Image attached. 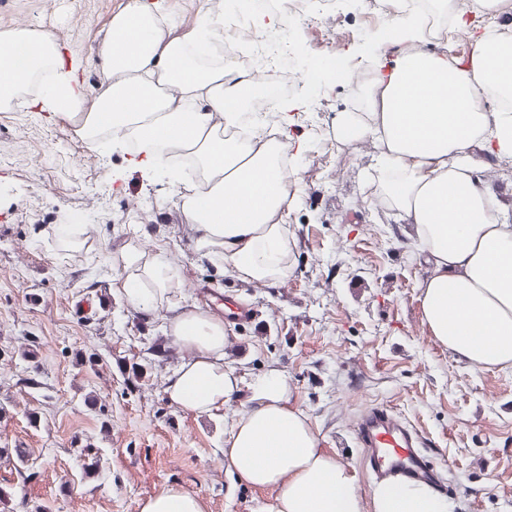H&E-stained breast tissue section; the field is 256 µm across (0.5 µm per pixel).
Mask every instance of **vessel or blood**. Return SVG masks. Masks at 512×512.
Listing matches in <instances>:
<instances>
[{
    "label": "vessel or blood",
    "mask_w": 512,
    "mask_h": 512,
    "mask_svg": "<svg viewBox=\"0 0 512 512\" xmlns=\"http://www.w3.org/2000/svg\"><path fill=\"white\" fill-rule=\"evenodd\" d=\"M352 436L375 483L424 486L443 496L460 492L442 475L429 439L389 407H367L355 418Z\"/></svg>",
    "instance_id": "obj_1"
}]
</instances>
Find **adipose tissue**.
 <instances>
[{
	"label": "adipose tissue",
	"mask_w": 512,
	"mask_h": 512,
	"mask_svg": "<svg viewBox=\"0 0 512 512\" xmlns=\"http://www.w3.org/2000/svg\"><path fill=\"white\" fill-rule=\"evenodd\" d=\"M198 26L179 30L156 0H127L100 42L102 79L85 95L52 32H0V111L28 105L63 112L90 143H136L132 162L166 170L199 250L218 256L238 278L270 285L288 269L284 216L293 202L282 163L295 148L287 134L239 141L247 123L237 106L257 84L224 58V3L211 0ZM465 34L468 58L449 57L445 27ZM393 39L378 43L364 108L345 113L337 135L367 136L379 148L372 167L382 204L413 225L432 258L422 309L430 334L472 366H512V219L492 208L487 169L473 149L512 157V32L476 28L464 12L424 21L414 6L395 14ZM24 47L26 68L14 50ZM121 291L154 308L178 277L163 253L120 256ZM174 339L194 351L169 379L168 396L209 413L239 387L224 367V324L196 307L170 320ZM224 458L240 482L278 489L275 512H363L351 473L318 448L301 410L289 403L285 376L253 384L252 404L232 427ZM375 512H446L419 488L378 489Z\"/></svg>",
	"instance_id": "obj_1"
}]
</instances>
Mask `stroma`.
<instances>
[{
  "mask_svg": "<svg viewBox=\"0 0 512 512\" xmlns=\"http://www.w3.org/2000/svg\"><path fill=\"white\" fill-rule=\"evenodd\" d=\"M384 2L335 0L292 38L297 62L323 78L319 97L289 94L304 101L287 127L299 177L288 271L272 285L198 251L167 177L131 167L129 149L86 143L61 112H0V493L14 512H140L171 488L196 495L203 512H274L276 488L240 484L224 459L254 381L271 371L350 472L361 462L353 420L384 404L464 484L448 512H512V366L473 367L431 336L428 264L412 225L385 214L370 179L377 146L336 137L354 80L372 73V33L391 25ZM125 3L0 0V32L51 31L89 90L101 74L87 59ZM338 55L350 63L343 78L330 73ZM131 248L178 268L170 301L198 304L204 284L224 306L254 308L250 323L224 322V366L240 388L217 411L168 398L192 355L171 334L169 301L145 311L118 291Z\"/></svg>",
  "mask_w": 512,
  "mask_h": 512,
  "instance_id": "35a3bbf8",
  "label": "stroma"
}]
</instances>
